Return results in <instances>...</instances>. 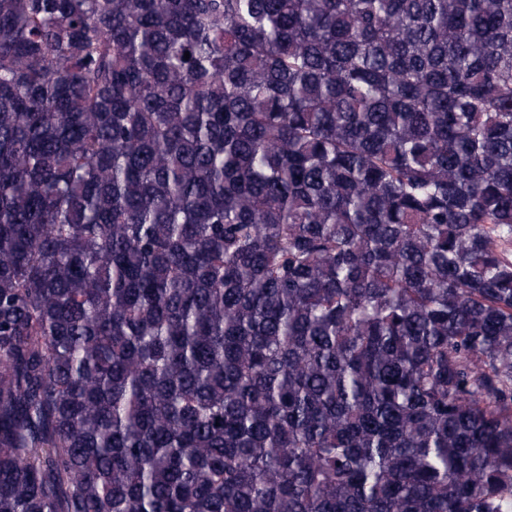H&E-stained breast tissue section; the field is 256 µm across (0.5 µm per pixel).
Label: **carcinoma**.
<instances>
[{"label":"carcinoma","instance_id":"cac0c4a2","mask_svg":"<svg viewBox=\"0 0 512 512\" xmlns=\"http://www.w3.org/2000/svg\"><path fill=\"white\" fill-rule=\"evenodd\" d=\"M0 512H512V0H0Z\"/></svg>","mask_w":512,"mask_h":512}]
</instances>
